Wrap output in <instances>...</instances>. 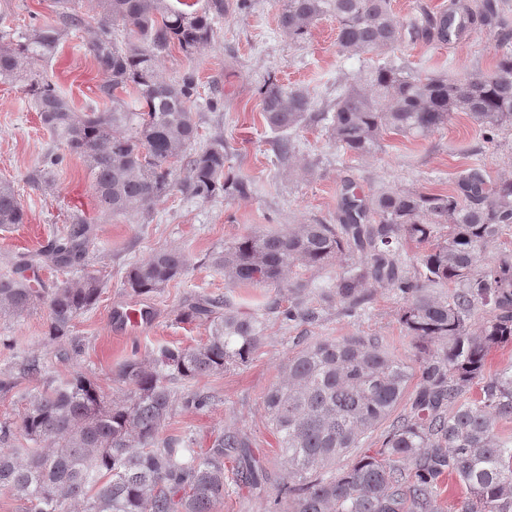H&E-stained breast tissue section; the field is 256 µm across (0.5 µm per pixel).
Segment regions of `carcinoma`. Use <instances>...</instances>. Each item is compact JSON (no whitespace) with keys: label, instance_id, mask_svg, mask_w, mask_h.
<instances>
[{"label":"carcinoma","instance_id":"obj_1","mask_svg":"<svg viewBox=\"0 0 512 512\" xmlns=\"http://www.w3.org/2000/svg\"><path fill=\"white\" fill-rule=\"evenodd\" d=\"M280 25L302 39L319 20L337 23V43L346 52L396 49L406 34L441 41L463 30H508L503 0L457 3L438 17L423 14L402 25L391 0H282ZM56 23L34 24L13 40L0 34V82H21L42 123L84 156L102 212L144 216L171 188V163L186 161L184 189L202 200L245 196L250 185L224 173V137L193 153L198 132L190 103L197 82L187 71L165 80L162 53L178 46L191 55L208 43L226 0H206L201 11L174 9L167 0H99L104 24L91 43L105 76L101 95L111 106L75 115L57 86L31 66L53 56L84 19L69 11ZM121 24L120 44L109 24ZM260 106L274 131L294 130L309 120L328 124L331 137L354 156L382 147L388 130L426 137L464 112L486 140L512 127V51L494 69L456 80L416 77L388 61L372 68L363 83L337 88L333 112H312L308 94L268 78ZM26 221L12 183L0 180V228ZM512 227V179L489 185L473 166L450 194L419 190L379 191L344 198L337 224H300L277 233L247 234L212 255L235 285L280 284L297 267L320 269L338 258L345 265L332 295L352 313L364 306L367 287L387 285L404 300L401 321L422 357L420 383L406 412L392 422L383 447L367 449L341 473L336 458L360 448L368 434L401 401L412 368L381 349L373 338L325 339L288 357L264 408L287 481L276 483L236 430L215 436L197 450L184 441L160 439L176 403L204 409L210 395H181L169 383L210 377L248 363L262 342L259 315L235 311L229 298L205 297L180 314L205 320L209 333L196 347H162L148 363L127 360L116 376L124 398L107 401L84 373L29 395L16 428L0 427V442L18 434L42 448H0V491L28 504V512H215L229 492H275L287 512H436L445 474L464 489L458 512H512V440L496 423L512 420V367L485 375L488 356L512 346V255L486 262L487 252ZM446 234H438L439 229ZM88 222L75 217L63 237L41 256L72 267L86 253ZM427 244L417 257L421 271H404V244ZM186 268L176 250H159L132 266L128 288L154 292ZM455 284L449 296L431 289ZM103 282L94 275L46 292L23 278H0V315L17 314L44 302L47 336L69 333L74 319L97 301ZM290 321L310 322L316 312L294 300L282 311ZM480 320L475 328L472 321ZM475 383L481 395L464 400ZM236 467L228 470L225 461Z\"/></svg>","mask_w":512,"mask_h":512}]
</instances>
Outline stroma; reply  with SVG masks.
<instances>
[{"label":"stroma","mask_w":512,"mask_h":512,"mask_svg":"<svg viewBox=\"0 0 512 512\" xmlns=\"http://www.w3.org/2000/svg\"><path fill=\"white\" fill-rule=\"evenodd\" d=\"M228 2L230 7L216 20L207 46L189 56L171 48L161 55L159 68L168 80L185 70L194 71L198 93L192 109L199 118L195 145L203 147L215 134L223 135L226 171L251 184L245 196L203 201L189 195L182 187L186 170L179 162L175 187L148 216L102 213L85 158L42 125L24 87L0 83V180L12 182L27 213L26 223L0 230V276L14 274L25 258L34 265L29 278L46 289L86 273L104 282L96 304L74 320L69 336L57 340L46 334L47 305L18 316H0V379L14 383L10 392H0V425L18 424L28 395L41 391L47 381L60 384L80 372L96 380L105 398L122 397L125 387L116 378L119 364L132 359L146 362L159 347L195 345L206 338L205 324L180 320L179 315L209 295L230 297L243 313L264 311L263 344L246 365L178 383L179 391L207 392L214 401L202 411L177 407L160 434L187 436L194 447L207 448L217 433L239 430L276 476H283L284 469L264 396L279 381L289 353L323 339L372 336L390 356L416 365L413 339L400 322L403 301L390 287L369 288L365 308L348 313L339 303L321 299L335 283L339 263L297 270L296 278L308 283L305 299L318 308L320 317L313 323L288 322L280 311L294 298L290 288L230 284L223 270L212 265L211 256L250 233L315 221L335 223L341 187L347 180L367 195L406 189L448 194L459 173L475 161L484 166L490 183L512 178V129L489 142L462 113L425 138L387 133L382 149L364 157L345 153L324 123L307 122L293 131L298 148L283 162L274 148L278 135L267 127L259 106V90L270 77L309 92L317 111L323 112L333 108L337 84L362 77L390 59L419 77L459 78L478 69L486 71L502 52L497 36L471 29L447 42L421 36L392 51L355 54L338 46L333 18L321 19L305 39L296 40L280 26V0H248L242 9L237 8V0ZM72 6L85 24L70 32L41 70L81 116L106 105L99 91L104 77L90 51L103 14L98 0H72ZM55 10V0H0V31L19 33L55 20ZM48 151L59 154L61 164L49 169L41 183L31 184L29 173ZM78 215L89 219L93 228L83 266L57 268L41 262L42 247L61 236ZM165 248L185 255L183 274L147 295L126 288L128 269ZM133 303L147 312L139 329L122 317ZM32 358L40 362L41 376L24 373L26 361Z\"/></svg>","instance_id":"1"}]
</instances>
